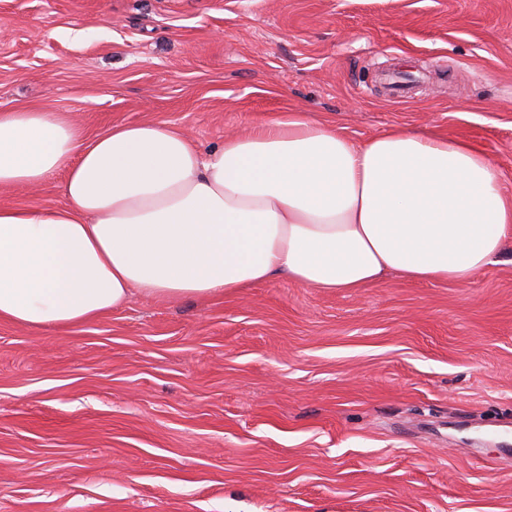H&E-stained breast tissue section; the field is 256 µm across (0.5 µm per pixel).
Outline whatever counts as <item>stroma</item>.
I'll return each mask as SVG.
<instances>
[{"label": "stroma", "instance_id": "35a3bbf8", "mask_svg": "<svg viewBox=\"0 0 512 512\" xmlns=\"http://www.w3.org/2000/svg\"><path fill=\"white\" fill-rule=\"evenodd\" d=\"M202 152L302 113L461 140L512 193V0H0V113ZM64 173L0 206L63 205ZM0 512H512V246L388 272L0 321Z\"/></svg>", "mask_w": 512, "mask_h": 512}]
</instances>
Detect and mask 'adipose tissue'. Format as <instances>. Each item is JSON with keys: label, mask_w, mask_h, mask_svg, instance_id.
<instances>
[{"label": "adipose tissue", "mask_w": 512, "mask_h": 512, "mask_svg": "<svg viewBox=\"0 0 512 512\" xmlns=\"http://www.w3.org/2000/svg\"><path fill=\"white\" fill-rule=\"evenodd\" d=\"M61 170L64 205L0 207V319L30 329L275 276L463 284L512 229V195L473 146L401 128L357 144L302 113L205 153L159 123L89 137L66 112L0 113V188Z\"/></svg>", "instance_id": "obj_1"}]
</instances>
